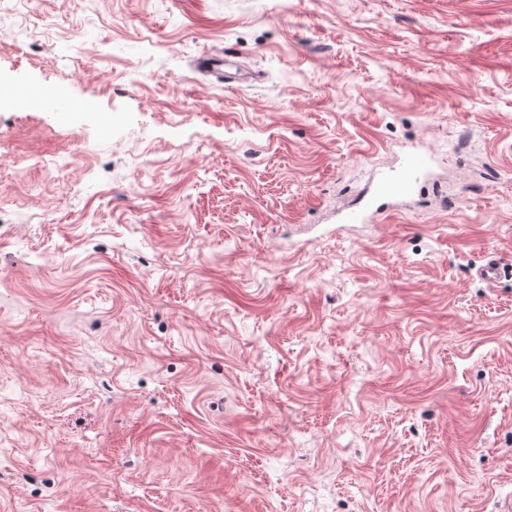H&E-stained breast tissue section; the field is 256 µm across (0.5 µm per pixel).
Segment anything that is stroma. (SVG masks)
Segmentation results:
<instances>
[{
  "label": "stroma",
  "instance_id": "35a3bbf8",
  "mask_svg": "<svg viewBox=\"0 0 512 512\" xmlns=\"http://www.w3.org/2000/svg\"><path fill=\"white\" fill-rule=\"evenodd\" d=\"M227 48L250 80L197 68ZM40 86L80 109L12 98ZM414 150L426 180L341 223ZM491 251L512 0L0 14V512H497ZM503 260L498 253H489L482 265L476 269V276L486 283L497 282L503 274Z\"/></svg>",
  "mask_w": 512,
  "mask_h": 512
}]
</instances>
